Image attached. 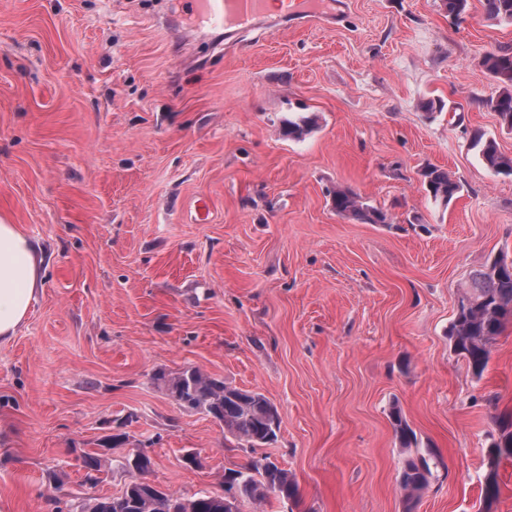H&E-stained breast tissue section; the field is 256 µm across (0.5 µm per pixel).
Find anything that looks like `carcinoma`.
Listing matches in <instances>:
<instances>
[{
	"label": "carcinoma",
	"instance_id": "obj_1",
	"mask_svg": "<svg viewBox=\"0 0 512 512\" xmlns=\"http://www.w3.org/2000/svg\"><path fill=\"white\" fill-rule=\"evenodd\" d=\"M483 7L486 19L512 24V0H483ZM482 65L498 80L496 114L500 125L511 131L512 47L498 46L486 52ZM317 125L316 114L295 112L283 121L281 133L285 138L298 140ZM470 146L487 169L504 176L512 175V157L499 150L494 138L476 131ZM421 176L426 191L437 205L448 206L463 190L455 175L442 167L429 165L422 170ZM330 195L336 214L344 219L361 224L391 223L386 210L369 204L349 187L337 186ZM496 265L493 261L471 276L448 328L454 351L478 377L488 365L495 337L512 321V273L498 271ZM154 379L165 389L178 391L181 408L204 413L222 424L224 438L234 440L238 448L254 450L277 438L273 429V423L280 422L277 409L261 393L230 386L198 367L185 368L174 374L159 370L154 373ZM391 422L403 447L417 444L416 434L397 407L392 409ZM101 457L98 452L84 453V482H100ZM488 457L490 471L484 497L491 501L499 494L495 468L501 459L512 457V423L500 427L498 439L488 448ZM130 473V480L119 494L81 501L75 512H224V496L219 493L179 496L169 488L149 481L145 470L134 468ZM431 478L432 470L426 457H410L405 461L400 473L404 512H415ZM224 490L235 493L240 506L246 502L264 503L273 497L282 503H291L288 512H293L299 496L298 485L288 470L267 456L253 459L240 469H228Z\"/></svg>",
	"mask_w": 512,
	"mask_h": 512
}]
</instances>
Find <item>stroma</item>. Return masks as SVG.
Segmentation results:
<instances>
[{"label":"stroma","instance_id":"stroma-1","mask_svg":"<svg viewBox=\"0 0 512 512\" xmlns=\"http://www.w3.org/2000/svg\"><path fill=\"white\" fill-rule=\"evenodd\" d=\"M349 4L336 26L224 47L182 0H0V213L48 262L0 344V512L119 494L114 460L83 482V453L116 432L184 496L267 455L294 512H403L395 406L435 456L416 512H512V459L483 493L512 419V322L479 377L448 337L470 276L512 258V177L470 147L478 129L512 156L481 64L512 24L481 0L459 21L441 0ZM301 105L318 129L282 137ZM429 164L463 184L448 207ZM339 185L391 223L337 216ZM189 366L268 398L276 442L230 447L152 378ZM421 176L426 191L437 205L448 207L463 190L455 175L442 167L429 165L422 170ZM490 471L486 477L484 497L490 502L499 494V484L496 480L495 468L502 458L512 457V423L500 427V435L488 448Z\"/></svg>","mask_w":512,"mask_h":512}]
</instances>
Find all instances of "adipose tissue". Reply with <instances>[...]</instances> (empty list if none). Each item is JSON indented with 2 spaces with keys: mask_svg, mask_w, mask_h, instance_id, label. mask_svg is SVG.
Listing matches in <instances>:
<instances>
[{
  "mask_svg": "<svg viewBox=\"0 0 512 512\" xmlns=\"http://www.w3.org/2000/svg\"><path fill=\"white\" fill-rule=\"evenodd\" d=\"M43 264L39 239L0 215V344L25 324L42 288Z\"/></svg>",
  "mask_w": 512,
  "mask_h": 512,
  "instance_id": "1",
  "label": "adipose tissue"
}]
</instances>
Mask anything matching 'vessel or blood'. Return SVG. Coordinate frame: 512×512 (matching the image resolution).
Here are the masks:
<instances>
[{
    "label": "vessel or blood",
    "mask_w": 512,
    "mask_h": 512,
    "mask_svg": "<svg viewBox=\"0 0 512 512\" xmlns=\"http://www.w3.org/2000/svg\"><path fill=\"white\" fill-rule=\"evenodd\" d=\"M193 14L201 17L214 29L226 30L228 36L268 27L274 24L308 23L319 21L336 24L346 12V0H318L315 6L290 8L277 19H269L266 0H186Z\"/></svg>",
    "instance_id": "1"
}]
</instances>
